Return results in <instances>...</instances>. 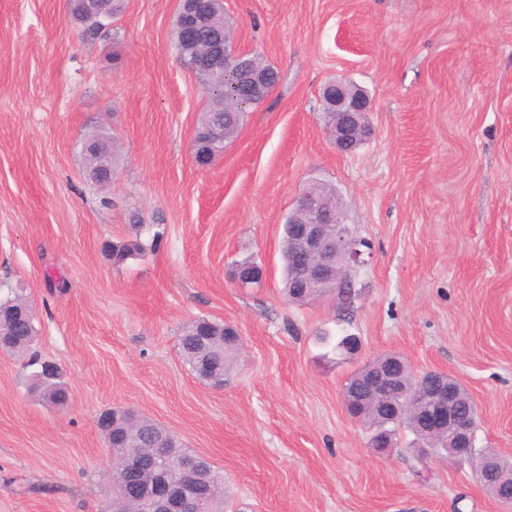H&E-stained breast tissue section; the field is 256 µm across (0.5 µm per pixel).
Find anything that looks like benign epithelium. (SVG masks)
Masks as SVG:
<instances>
[{"label": "benign epithelium", "mask_w": 512, "mask_h": 512, "mask_svg": "<svg viewBox=\"0 0 512 512\" xmlns=\"http://www.w3.org/2000/svg\"><path fill=\"white\" fill-rule=\"evenodd\" d=\"M178 16L181 31L194 33L211 22L199 8V0H179ZM231 39L212 42L208 57L221 69L234 68L241 75L244 87L251 93L267 86V72L248 53L230 48ZM323 111L335 117L330 135L336 149L344 154L355 150L371 135L367 121L371 101L366 92L352 83L333 80L320 93ZM292 235L299 244L297 258L304 266L306 287L316 288L328 281L341 282L340 263L357 261L359 252L344 230L339 207L325 200L314 184L298 196L294 211L289 215ZM441 387L434 393H415L395 405L396 412L406 413L416 402L424 401L418 411L419 427L429 436L448 437V447L462 452L474 441L476 408L467 414L455 408L458 384L451 378L439 377ZM195 461L188 457L162 455L157 449L129 448L116 468L109 472L111 482L117 477L140 482L142 495L138 499L125 498L124 512H204V501Z\"/></svg>", "instance_id": "benign-epithelium-1"}]
</instances>
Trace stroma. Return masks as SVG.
<instances>
[{"mask_svg": "<svg viewBox=\"0 0 512 512\" xmlns=\"http://www.w3.org/2000/svg\"><path fill=\"white\" fill-rule=\"evenodd\" d=\"M178 0H117L89 35L69 0H0V290L26 297L32 346L64 375L60 408L0 351V512H112L99 414L128 406L224 476V512H512L469 463L377 451L347 378L402 354L456 378L477 448L512 461V0H224L236 47L280 73L224 153L194 158L208 104L183 66ZM372 100L371 137L339 153L320 91ZM95 130L120 152L88 182ZM333 186L362 255L351 305L282 291L283 226ZM140 238L116 263L105 243ZM261 264L239 287L237 261ZM237 330L224 386L182 358L184 325ZM358 337L357 354L322 336ZM388 355L389 357L383 354L365 363L347 378L345 383V392L349 394L356 393V396L353 395L352 399L357 401L358 394H360L370 376L378 372V370L385 364L387 357V360L391 362H399L400 359H403L400 354L395 352L388 353Z\"/></svg>", "mask_w": 512, "mask_h": 512, "instance_id": "35a3bbf8", "label": "stroma"}]
</instances>
